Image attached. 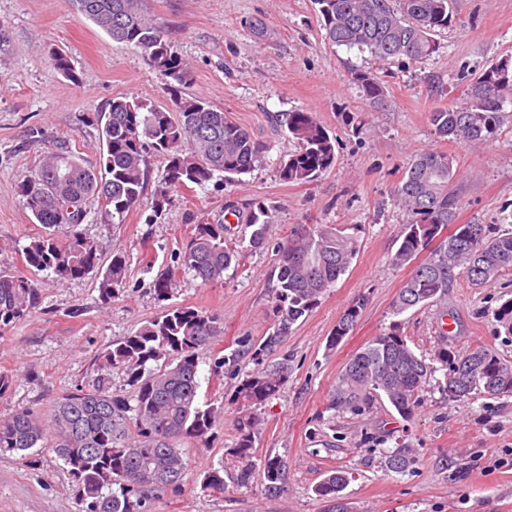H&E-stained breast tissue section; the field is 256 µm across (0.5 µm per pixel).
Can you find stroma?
Here are the masks:
<instances>
[{
	"label": "stroma",
	"mask_w": 512,
	"mask_h": 512,
	"mask_svg": "<svg viewBox=\"0 0 512 512\" xmlns=\"http://www.w3.org/2000/svg\"><path fill=\"white\" fill-rule=\"evenodd\" d=\"M190 65L184 95L224 109L265 151L237 181L217 176L204 186L167 192L161 216L150 197L166 162L146 154V203L124 223L105 221L96 199L78 230L93 241L102 261L114 250L127 258L125 288L109 305L99 300L98 275L57 279L27 266L21 249L40 234L18 185L44 152L66 144L85 165L103 149L100 112L112 99L137 96L168 105L164 80L140 50L113 41L78 13L72 0H0V25L10 47L0 56V269L43 283L32 315L0 331V374L11 377L0 397V419L29 410L49 419L55 400L100 375L97 355L112 341L138 332L170 307L187 306L216 316L221 332L199 356V403L217 418L205 439L183 440L190 461L180 489L150 494L152 512H322L313 487L331 469L349 474L345 489L354 512H512V398L451 402L437 380L420 392L410 419L389 405L352 414L330 409L336 378L347 360L373 336L400 323L415 352L432 357L440 341L483 345L512 361V341L499 336L493 310L502 288H478L459 278L441 304L397 316L393 303L408 267L392 257L406 214L391 188L420 152L452 153L460 170L457 221L512 230V116L480 146L439 139L427 120L435 107L462 102L467 75H479L512 55V0H456L457 22L436 35L438 53L417 62L380 65L369 53L328 43L314 0H144ZM262 21L256 34L253 21ZM64 51L75 70L67 79L52 66ZM375 71L388 106L375 110L350 82V73ZM303 110L336 137V163L309 183L281 181V163L298 144L276 121ZM368 131L356 132L358 120ZM272 213L264 246L249 244L244 222L253 203ZM222 221L240 256L224 279L201 287L179 272L167 299L153 281L185 250L195 224ZM298 224H345L360 252L335 287L293 325L273 352L262 351L274 330L271 314L277 245ZM366 306L336 349L326 342L344 309L358 298ZM221 374L212 371L218 358ZM288 364L281 391L258 407L254 459L281 457L285 478L276 494L261 482L250 488L204 490L209 467L234 447L238 390L248 375ZM406 443L417 462L405 474L384 470L385 451ZM72 476L50 448L31 458L0 455V512H78Z\"/></svg>",
	"instance_id": "1"
}]
</instances>
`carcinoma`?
Returning a JSON list of instances; mask_svg holds the SVG:
<instances>
[{"label":"carcinoma","instance_id":"obj_1","mask_svg":"<svg viewBox=\"0 0 512 512\" xmlns=\"http://www.w3.org/2000/svg\"><path fill=\"white\" fill-rule=\"evenodd\" d=\"M79 13L113 40L139 49L167 85L171 106L161 108L142 97L112 100L105 117V148L98 167L87 166L73 151L55 150L20 181L19 190L43 232L22 248L28 266L63 279L80 278L99 267L95 243L75 228L83 223L85 202L95 196L113 224L125 221L144 197L145 152L166 157L167 166L153 203L162 212L166 190L202 186L215 174L231 180L251 172L264 147L224 110L199 97H186L189 74L168 31L143 8V0H74ZM454 0H315L325 38L332 45L366 50L385 65L404 58L417 61L438 52L435 35L456 22ZM350 81L374 108L387 104L386 87L373 71L355 70ZM512 104V56L503 58L468 86L462 104L435 107L428 122L438 138L459 145L494 139ZM277 120L298 141L299 150L281 166L288 183H308L335 163L336 138L310 112L291 111ZM455 157L445 151L423 152L392 187V200L407 214L402 240L393 262L411 266L393 306L400 315L448 296L460 276L475 286L493 284L512 273V232L487 224H457L459 205ZM246 223L250 243L265 244L269 208L251 209ZM222 222L196 224L177 268L193 273L204 286L220 282L238 259ZM359 252L358 239L336 224H298L278 245L277 287L272 311L275 330L264 343L278 346L319 298L345 275ZM123 251L112 252L101 271L99 298L108 304L125 287ZM41 303L38 284L9 270H0V330L30 316ZM365 298L350 303L336 322L328 348L334 349L354 329ZM504 334L512 336V298L493 312ZM218 319L192 307H171L139 332L124 336L99 355L103 374L97 385L76 388L58 398L47 423L28 411L0 419V454L25 452L39 445L54 448L69 467L72 493L81 512H150V487L178 489L188 464L178 442L202 439L215 411L198 404L199 356L219 331ZM122 370L134 387L131 399L110 391L112 370ZM448 401L471 396L512 398V362L493 348H456L442 341L431 362L417 354L400 332V324L373 337L347 361L331 395V408L357 413L380 399L402 418L413 415L419 392L437 371ZM279 366L250 375L239 389L249 410L235 419L237 440L224 461L209 468L203 488L224 491L260 477L266 487L282 482L285 464L277 457L254 461L257 418L251 412L274 397L287 381ZM416 463L414 449L402 443L384 455L388 472L404 473ZM348 472L333 470L313 488L324 503L343 500Z\"/></svg>","mask_w":512,"mask_h":512}]
</instances>
